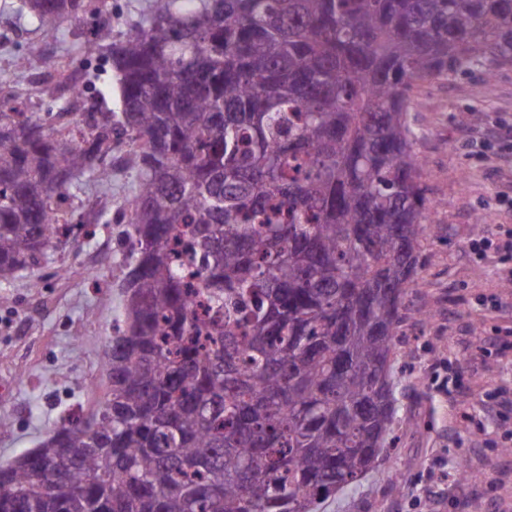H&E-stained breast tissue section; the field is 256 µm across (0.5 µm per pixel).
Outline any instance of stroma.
Listing matches in <instances>:
<instances>
[{
    "label": "stroma",
    "mask_w": 512,
    "mask_h": 512,
    "mask_svg": "<svg viewBox=\"0 0 512 512\" xmlns=\"http://www.w3.org/2000/svg\"><path fill=\"white\" fill-rule=\"evenodd\" d=\"M12 2L0 0V89L29 90L14 61L39 62L47 47L89 75L95 104L113 72L73 50V27L91 35L106 10L120 36L150 0H86L80 23L62 20L50 34ZM410 120L432 231L396 339L400 441L318 512H512V315L489 304L493 296L512 303V284L496 259L468 253L472 239L512 225L496 201L512 189V64L420 84ZM129 148L118 135L108 185L84 177L72 188L68 218L84 225L75 242L0 280V467L104 397L103 351L123 312L113 274L124 258L121 214L138 185L121 162Z\"/></svg>",
    "instance_id": "1"
}]
</instances>
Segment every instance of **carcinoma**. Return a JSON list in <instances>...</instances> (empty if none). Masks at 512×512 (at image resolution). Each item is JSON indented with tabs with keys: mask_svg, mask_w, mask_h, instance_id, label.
I'll list each match as a JSON object with an SVG mask.
<instances>
[{
	"mask_svg": "<svg viewBox=\"0 0 512 512\" xmlns=\"http://www.w3.org/2000/svg\"><path fill=\"white\" fill-rule=\"evenodd\" d=\"M112 40L118 111L0 97V279L130 136L109 390L0 468V512H316L391 443L427 224L423 82L512 64V0H151ZM85 0H20L51 33Z\"/></svg>",
	"mask_w": 512,
	"mask_h": 512,
	"instance_id": "obj_1",
	"label": "carcinoma"
}]
</instances>
